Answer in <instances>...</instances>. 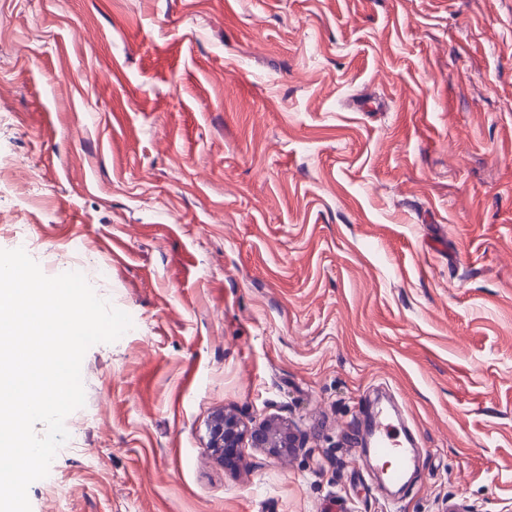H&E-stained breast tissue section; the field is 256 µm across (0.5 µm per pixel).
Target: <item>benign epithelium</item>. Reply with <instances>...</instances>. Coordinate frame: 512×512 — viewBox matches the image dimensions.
Instances as JSON below:
<instances>
[{"label": "benign epithelium", "mask_w": 512, "mask_h": 512, "mask_svg": "<svg viewBox=\"0 0 512 512\" xmlns=\"http://www.w3.org/2000/svg\"><path fill=\"white\" fill-rule=\"evenodd\" d=\"M209 447L213 455L224 460V449L239 448L243 440L250 441L253 448H264L277 456L299 444L292 431L275 419L266 420L254 427H248L237 416L221 411L208 424Z\"/></svg>", "instance_id": "benign-epithelium-1"}]
</instances>
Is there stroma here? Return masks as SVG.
Returning <instances> with one entry per match:
<instances>
[{
  "label": "stroma",
  "mask_w": 512,
  "mask_h": 512,
  "mask_svg": "<svg viewBox=\"0 0 512 512\" xmlns=\"http://www.w3.org/2000/svg\"><path fill=\"white\" fill-rule=\"evenodd\" d=\"M21 228L132 320L31 512L512 507V0H0ZM378 391L421 437L393 501ZM220 410L301 447L220 463Z\"/></svg>",
  "instance_id": "1"
}]
</instances>
